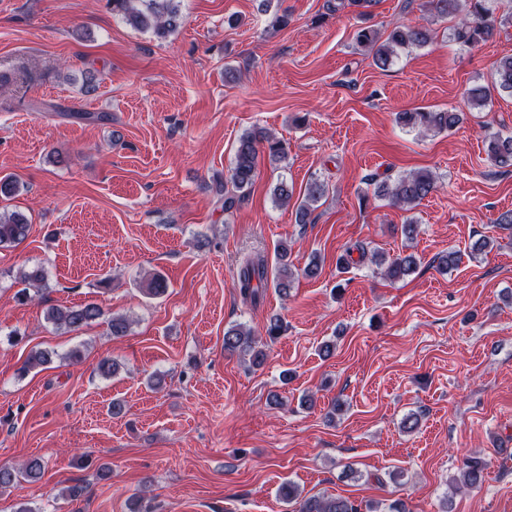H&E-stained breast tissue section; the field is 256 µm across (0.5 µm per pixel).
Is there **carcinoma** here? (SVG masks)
<instances>
[{"label":"carcinoma","mask_w":512,"mask_h":512,"mask_svg":"<svg viewBox=\"0 0 512 512\" xmlns=\"http://www.w3.org/2000/svg\"><path fill=\"white\" fill-rule=\"evenodd\" d=\"M112 13L137 30H150L159 39L167 38L179 25L178 0H109ZM495 0H426L425 10L436 18H458L453 27V39L464 46H474L491 39L498 25L504 20L495 14ZM357 42L373 54L375 65L381 69L391 65L400 50L421 48L432 40L431 29L426 25H399L394 27L385 40H380L377 30L361 28L356 34ZM512 95V56L501 58L496 64L490 82L477 84L468 90V103L472 108L485 107L496 94ZM399 121L405 127L423 133L450 131L460 122V114L448 110L417 109L403 112ZM486 153L491 165L504 169L512 168V136L504 137L497 132L486 135ZM272 161L285 158V149L280 140L260 129H253L241 135L235 149L234 160L225 184L218 185V194L224 210L233 209L251 188L258 172L259 161L263 156ZM437 181L426 170L413 171L396 177L392 182L376 184L374 194L389 200L397 207L412 208L428 195L437 191ZM328 192L321 181L311 180L305 186L302 199L296 208L298 223L306 224L316 204ZM30 224L21 214L0 216V247H8L23 242L29 234ZM359 253L353 258V253ZM287 249L283 246L276 251L273 265L261 257H246L242 260L237 274L236 288L245 303L255 305L263 296L268 285L281 295L290 292L295 273L288 265ZM383 268V275L398 281L413 273L419 259L413 255L388 257L373 252L366 255L363 245L349 247L337 259V266L347 270L363 260ZM24 288L17 291L21 301H31L34 296L48 288L44 269L40 266L25 268L20 273ZM103 310L95 302L58 308L52 307L46 313V320L59 328L76 330L96 321ZM224 351L234 355L252 357L253 364L259 365L265 357L258 340L241 325H231L224 330ZM487 463L480 458H467L462 462L461 480L457 488L474 490L485 482ZM285 500L294 503L293 512H360V508L347 497L298 496L293 486L283 487Z\"/></svg>","instance_id":"obj_1"}]
</instances>
